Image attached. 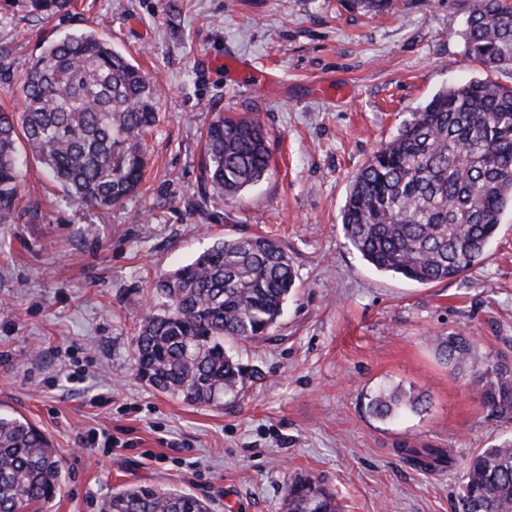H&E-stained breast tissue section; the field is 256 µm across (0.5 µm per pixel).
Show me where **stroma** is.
<instances>
[{
	"label": "stroma",
	"instance_id": "stroma-1",
	"mask_svg": "<svg viewBox=\"0 0 512 512\" xmlns=\"http://www.w3.org/2000/svg\"><path fill=\"white\" fill-rule=\"evenodd\" d=\"M472 0H77L50 20L0 9V108L47 40L96 32L161 85L141 193L105 213L71 201L28 161L13 223L0 224V412L26 417L65 467L37 512H99L150 483L212 512H283L290 481L336 493L344 512H454L463 466L512 416L490 412L432 345L459 331L478 358L512 366V211L463 278L420 285L375 270L348 245L341 210L373 151L438 90L482 75L464 52ZM268 131L272 169L236 198L213 196L203 143L216 113ZM265 233L297 286L272 342L231 345L254 378L235 402L189 405L142 382L131 338L160 273L216 240ZM400 387L425 409L368 410ZM108 431L109 440L98 439ZM449 448L426 470L402 448Z\"/></svg>",
	"mask_w": 512,
	"mask_h": 512
}]
</instances>
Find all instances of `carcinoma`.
Instances as JSON below:
<instances>
[{"instance_id":"carcinoma-1","label":"carcinoma","mask_w":512,"mask_h":512,"mask_svg":"<svg viewBox=\"0 0 512 512\" xmlns=\"http://www.w3.org/2000/svg\"><path fill=\"white\" fill-rule=\"evenodd\" d=\"M43 19L68 14L74 0H3ZM366 12L394 0H351ZM465 52L486 77L446 87L415 109L397 135L354 175L341 212L346 242L374 269L421 285L452 280L477 265L512 208V85L492 74L512 68V4L473 0L462 31ZM23 110H0V224L21 202L20 147L74 202L108 210L138 191L148 167L147 137L159 121L157 82L89 31L43 45L21 86ZM205 180L226 199L271 168L268 133L241 113L220 114L205 138ZM296 287L288 252L259 234L216 241L190 263L161 274L162 308L132 338L140 380L189 404L214 405L243 391L251 374L224 342L271 339ZM451 371L480 385L484 406L512 412V368L477 361L470 337L437 344ZM369 411L391 419L423 411L400 387ZM422 468L455 464L444 448H403ZM64 466L46 435L25 417L0 414V512H30L60 490ZM285 512H341L336 495L296 477ZM100 512H211L208 501L154 484H131L102 500ZM455 512H512V434L464 466Z\"/></svg>"}]
</instances>
